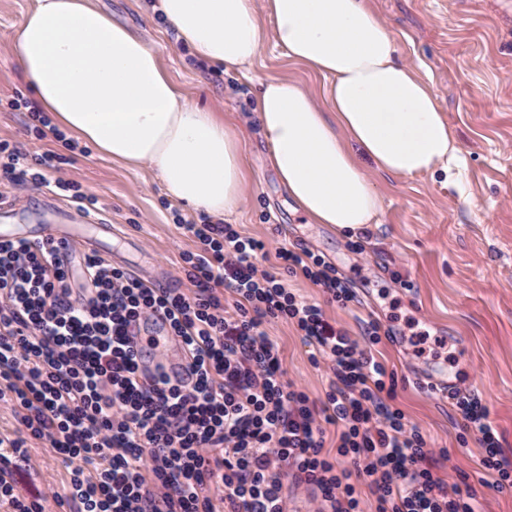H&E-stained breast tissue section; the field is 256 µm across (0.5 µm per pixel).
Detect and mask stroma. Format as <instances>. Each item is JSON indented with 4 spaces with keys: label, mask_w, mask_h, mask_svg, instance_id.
Here are the masks:
<instances>
[{
    "label": "stroma",
    "mask_w": 512,
    "mask_h": 512,
    "mask_svg": "<svg viewBox=\"0 0 512 512\" xmlns=\"http://www.w3.org/2000/svg\"><path fill=\"white\" fill-rule=\"evenodd\" d=\"M35 0H0V139L18 142L30 155L52 149L67 155L63 178L76 182L96 203L89 223L113 225L102 248L112 266L139 268L176 287L180 253L194 243L175 219L199 214L169 198L150 167L130 170L90 146L67 150L52 134L30 128L14 98L31 99L10 43ZM92 7L127 25L157 51L191 103L232 119L247 165V184L236 211L227 216L244 236L261 241L267 256L282 246H302L332 265L349 283L354 299L326 301L302 276L285 275L297 296L320 304L326 320L362 338L363 323L381 325L373 353L393 370L396 407L419 425L430 445L447 449L437 473L448 491L473 489L481 512H512V489L497 490L480 467L484 450L464 434L461 416L445 395L425 385L438 369L450 371L491 410L503 453L512 458V0H374L395 35L402 62L431 81L438 106L460 150L461 165L414 178L365 171L384 200L379 225L370 227L363 250L327 224L308 223L295 211L268 163L256 121V87L218 65L192 60L188 46L147 9L145 0H89ZM254 73L287 76L319 91L324 79L290 64L265 42ZM15 210L0 226L26 232L61 223L58 205L68 198L19 181L0 189ZM289 381L312 400L323 399L328 374L309 361V348L292 323H266ZM72 466L43 439H28L26 457L14 460L12 482L27 500L63 491Z\"/></svg>",
    "instance_id": "35a3bbf8"
}]
</instances>
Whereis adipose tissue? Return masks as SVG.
Listing matches in <instances>:
<instances>
[{
	"instance_id": "ef3b65f1",
	"label": "adipose tissue",
	"mask_w": 512,
	"mask_h": 512,
	"mask_svg": "<svg viewBox=\"0 0 512 512\" xmlns=\"http://www.w3.org/2000/svg\"><path fill=\"white\" fill-rule=\"evenodd\" d=\"M157 0L203 62L257 80V121L279 182L312 224L356 233L383 199L363 170L415 177L450 171L458 148L429 81L398 60L370 0ZM324 79L314 93L284 76L256 78L265 40ZM52 125L113 161L150 165L167 193L214 218L232 213L246 169L232 124L189 103L158 54L88 0H36L10 44Z\"/></svg>"
}]
</instances>
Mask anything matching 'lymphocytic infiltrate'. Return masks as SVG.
<instances>
[{
	"label": "lymphocytic infiltrate",
	"mask_w": 512,
	"mask_h": 512,
	"mask_svg": "<svg viewBox=\"0 0 512 512\" xmlns=\"http://www.w3.org/2000/svg\"><path fill=\"white\" fill-rule=\"evenodd\" d=\"M65 159L28 157L0 139V179L63 192ZM195 249L182 252L189 291L160 288L97 255L84 258L86 301L72 298L61 244L0 241V401L27 436L47 440L73 468L70 512H288L283 475L313 487L314 512H363L364 483L375 512H479L475 494H448L432 468L447 449L389 402L394 372L371 351L381 326L368 321L370 347L330 325L320 306L297 298L282 279L299 274L332 301L353 295L345 279L304 248L280 247L282 271L260 268L258 243L233 225L179 219ZM235 295L233 312L224 292ZM163 319L183 344L195 377L187 384L143 375L132 335ZM292 322L313 365L331 376L322 403L292 388L266 321ZM485 453L497 489L512 487V459L499 448L489 409L472 394H449ZM335 453L324 450L327 426ZM0 453V497L13 512H45L15 495L12 457Z\"/></svg>",
	"instance_id": "obj_1"
}]
</instances>
